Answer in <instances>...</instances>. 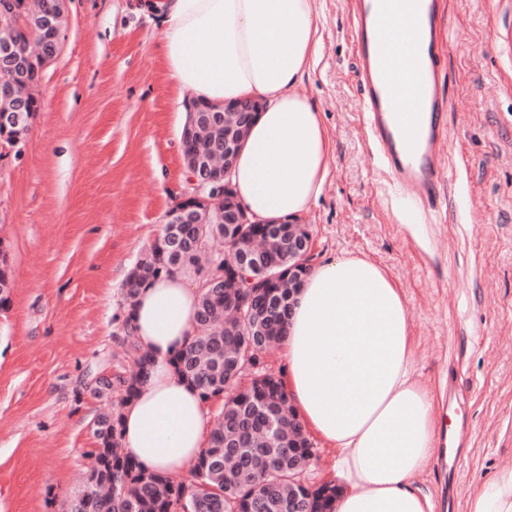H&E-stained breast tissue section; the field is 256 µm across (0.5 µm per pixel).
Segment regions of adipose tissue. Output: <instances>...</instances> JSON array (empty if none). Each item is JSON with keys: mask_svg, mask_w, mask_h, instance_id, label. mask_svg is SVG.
Segmentation results:
<instances>
[{"mask_svg": "<svg viewBox=\"0 0 512 512\" xmlns=\"http://www.w3.org/2000/svg\"><path fill=\"white\" fill-rule=\"evenodd\" d=\"M161 16V54L179 98L260 101L231 172L260 220L315 204L331 143L294 86L319 64L315 0H140ZM197 286L182 276L143 286L131 310L151 355L147 379L121 410L122 445L143 468L172 476L207 447L208 404L174 370L195 334ZM399 288L373 261L342 256L310 269L282 340L286 391L303 422L336 451V512H433L414 479L437 452V395L418 377ZM468 512H512V468L471 494Z\"/></svg>", "mask_w": 512, "mask_h": 512, "instance_id": "1", "label": "adipose tissue"}]
</instances>
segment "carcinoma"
Wrapping results in <instances>:
<instances>
[{
  "mask_svg": "<svg viewBox=\"0 0 512 512\" xmlns=\"http://www.w3.org/2000/svg\"><path fill=\"white\" fill-rule=\"evenodd\" d=\"M40 42L45 31L36 24L0 12V39ZM229 115L205 112L194 131L181 135L186 166L203 158L224 163V126ZM249 246L257 283L242 285L227 257ZM299 261L288 254L286 224H226L224 210L196 213L189 224H166L161 234L127 275L125 307L132 306L139 288L159 277L187 274L200 283L197 300L198 335L174 356L176 372L206 401L223 400L208 447L191 465V479L177 480L148 472L130 455L116 452L121 442V407L147 378L150 355L138 343L130 317L123 322L122 345L134 353V370L113 378L97 377L91 391L97 397L121 393L119 404L95 421L97 447L90 450L93 466L85 489L70 500L67 512H290L299 500L305 512L306 490L290 481L288 461L307 464L302 425L288 413L279 376L264 364L263 351L251 346L249 324L238 307L269 310L263 338L279 342L288 320V280L267 276ZM9 260L0 259V308L10 299Z\"/></svg>",
  "mask_w": 512,
  "mask_h": 512,
  "instance_id": "cac0c4a2",
  "label": "carcinoma"
}]
</instances>
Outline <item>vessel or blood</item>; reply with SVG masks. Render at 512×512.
<instances>
[{"mask_svg":"<svg viewBox=\"0 0 512 512\" xmlns=\"http://www.w3.org/2000/svg\"><path fill=\"white\" fill-rule=\"evenodd\" d=\"M363 126L402 203L434 201L447 127L438 89L447 51L438 40L440 0H350ZM397 25L393 42L377 31Z\"/></svg>","mask_w":512,"mask_h":512,"instance_id":"1","label":"vessel or blood"}]
</instances>
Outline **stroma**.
<instances>
[{
	"instance_id": "stroma-1",
	"label": "stroma",
	"mask_w": 512,
	"mask_h": 512,
	"mask_svg": "<svg viewBox=\"0 0 512 512\" xmlns=\"http://www.w3.org/2000/svg\"><path fill=\"white\" fill-rule=\"evenodd\" d=\"M320 62L295 90L318 109L332 152L321 196L299 217L307 263L361 256L401 289L424 382L457 426L458 464L417 476L434 512L512 467V0H446L452 51L441 90L451 150L467 170L436 204L397 199L362 123L347 0H316ZM61 51L21 155L0 153V244L13 288L0 309V512H66L83 487L106 400L88 385L129 371L119 342L123 277L189 186L185 115L159 53L158 17L136 0H68Z\"/></svg>"
}]
</instances>
